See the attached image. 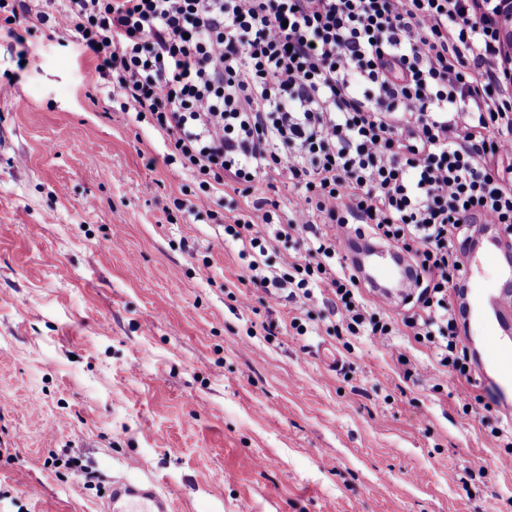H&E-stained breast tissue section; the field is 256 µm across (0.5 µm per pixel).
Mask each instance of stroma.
Returning <instances> with one entry per match:
<instances>
[{"mask_svg": "<svg viewBox=\"0 0 512 512\" xmlns=\"http://www.w3.org/2000/svg\"><path fill=\"white\" fill-rule=\"evenodd\" d=\"M0 87V512H101L144 474L176 512H512V424L483 383L253 287L73 38L0 23Z\"/></svg>", "mask_w": 512, "mask_h": 512, "instance_id": "obj_1", "label": "stroma"}]
</instances>
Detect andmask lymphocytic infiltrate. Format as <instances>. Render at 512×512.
I'll list each match as a JSON object with an SVG mask.
<instances>
[{
    "label": "lymphocytic infiltrate",
    "instance_id": "obj_1",
    "mask_svg": "<svg viewBox=\"0 0 512 512\" xmlns=\"http://www.w3.org/2000/svg\"><path fill=\"white\" fill-rule=\"evenodd\" d=\"M74 30L121 110L150 115L199 182L188 212L224 185L250 196L288 174L285 214L254 201L275 239L305 253L274 274L250 215L225 225L258 288L328 292L327 315L382 341L338 258V227L364 224L409 256L419 293L402 323L446 372L468 377L452 294L472 227L512 231V64L492 0H0Z\"/></svg>",
    "mask_w": 512,
    "mask_h": 512
}]
</instances>
